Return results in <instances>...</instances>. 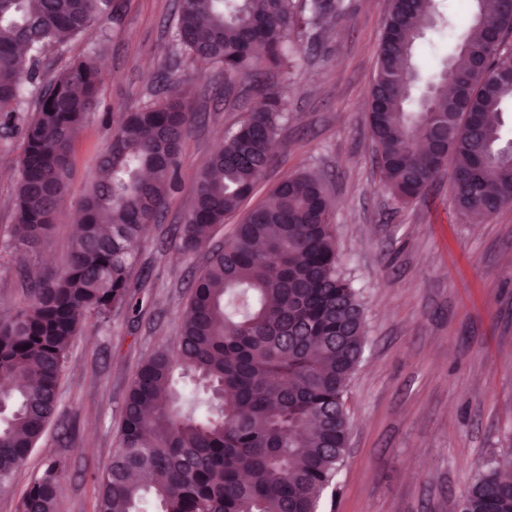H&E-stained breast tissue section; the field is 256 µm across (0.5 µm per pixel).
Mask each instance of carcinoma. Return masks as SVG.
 I'll use <instances>...</instances> for the list:
<instances>
[{"label": "carcinoma", "instance_id": "cac0c4a2", "mask_svg": "<svg viewBox=\"0 0 512 512\" xmlns=\"http://www.w3.org/2000/svg\"><path fill=\"white\" fill-rule=\"evenodd\" d=\"M443 2L390 0L369 105L381 182L406 204L450 161L456 207L491 215L512 206V79L503 76L512 52L491 40L512 33V0H470L462 23ZM119 8L116 0H0L1 133L15 127L48 49ZM345 10L344 0H179L174 45L248 81L263 100L198 175L179 229L185 251L203 246L264 176L287 112L268 72L288 75L295 53L317 51V30ZM429 32L454 45L425 80L420 50L438 48ZM97 84L92 58L73 62L23 129L12 229L20 247L37 246L52 227ZM194 119L180 97L127 113L98 157L63 268L21 276L29 305L0 319V486L58 413L72 338L89 317L104 322L113 305L132 301L137 244L177 184ZM330 212L317 177L291 174L212 253L173 346L136 369L96 512H149L150 502L154 512H318L344 458V396L365 343L363 304L342 271ZM507 471L512 454L483 465L459 512H512ZM62 473L48 463L19 512H55Z\"/></svg>", "mask_w": 512, "mask_h": 512}]
</instances>
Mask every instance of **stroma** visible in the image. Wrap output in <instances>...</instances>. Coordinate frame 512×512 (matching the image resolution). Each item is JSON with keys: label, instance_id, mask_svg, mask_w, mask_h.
Returning a JSON list of instances; mask_svg holds the SVG:
<instances>
[{"label": "stroma", "instance_id": "obj_1", "mask_svg": "<svg viewBox=\"0 0 512 512\" xmlns=\"http://www.w3.org/2000/svg\"><path fill=\"white\" fill-rule=\"evenodd\" d=\"M121 3L118 19L49 49L27 90L22 124L74 61L98 62L97 104L73 140L65 205L48 236L28 251L7 246L24 140L18 133L0 139V317L28 304L19 272L37 279L62 264L98 155L126 113L165 99L163 65L178 67L197 118L163 218L138 244L132 284L139 307L114 306L106 323L73 339L59 386L61 421L0 487V512H18L26 489L53 460L64 466L56 512H96L137 363L172 343L212 252L246 211L296 173L323 181L336 246L365 307L366 345L345 394V461L321 512H457L479 465L512 451V206L479 219L459 212L447 167L411 203L399 204L383 189L368 94L388 0H345L342 20L320 34L321 50L300 52L282 82L288 112L265 177L191 254L174 230L193 206L197 176L259 98L245 81L225 82L219 65L174 55L177 0Z\"/></svg>", "mask_w": 512, "mask_h": 512}]
</instances>
